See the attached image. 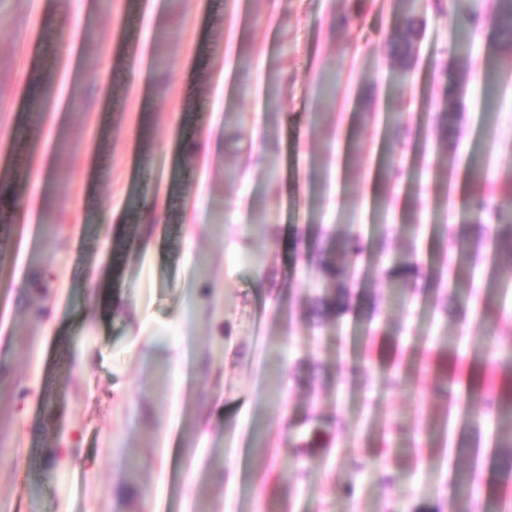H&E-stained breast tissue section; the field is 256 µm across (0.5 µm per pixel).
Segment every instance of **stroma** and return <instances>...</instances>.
Returning <instances> with one entry per match:
<instances>
[{"mask_svg":"<svg viewBox=\"0 0 512 512\" xmlns=\"http://www.w3.org/2000/svg\"><path fill=\"white\" fill-rule=\"evenodd\" d=\"M89 2L0 0V512L512 501L487 476L459 498L426 437L461 370L512 398V295L487 298L512 262L461 274L455 300L425 278L444 250L432 225L462 221L468 159L493 196L512 168V60L488 28L460 40L458 0H420L403 68L396 0ZM121 44L143 52L145 85ZM453 83L463 121L444 140ZM43 84L29 114L19 94ZM350 229L362 283L325 321L321 250ZM411 249L422 273L394 306L377 258ZM315 425L327 443L294 454Z\"/></svg>","mask_w":512,"mask_h":512,"instance_id":"1","label":"stroma"}]
</instances>
